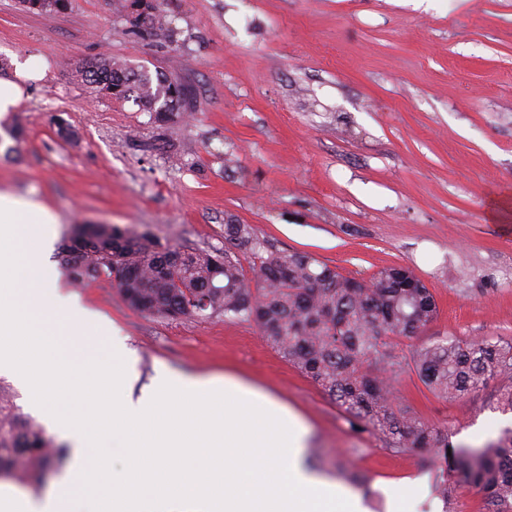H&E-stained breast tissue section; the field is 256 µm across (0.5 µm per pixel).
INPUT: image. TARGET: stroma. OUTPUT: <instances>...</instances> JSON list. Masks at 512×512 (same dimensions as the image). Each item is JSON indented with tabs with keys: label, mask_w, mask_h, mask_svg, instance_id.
<instances>
[{
	"label": "stroma",
	"mask_w": 512,
	"mask_h": 512,
	"mask_svg": "<svg viewBox=\"0 0 512 512\" xmlns=\"http://www.w3.org/2000/svg\"><path fill=\"white\" fill-rule=\"evenodd\" d=\"M122 4L73 0L48 17L0 0V74L29 56L50 64L0 118V192L55 215L51 247L89 222L220 249L236 219L346 276L412 268L438 316L397 351L512 341V0H157L172 44L128 34ZM105 55L188 84L185 120L92 93L81 72ZM61 119L77 139L58 136ZM59 286L99 314L102 349L117 336L132 350L137 387L232 372L288 404L311 428L317 471L369 483L368 512H390L394 483L423 479L421 453L352 432L253 324L148 316L108 280ZM502 386L445 400L404 375L394 389L398 408L478 448L512 427Z\"/></svg>",
	"instance_id": "stroma-1"
}]
</instances>
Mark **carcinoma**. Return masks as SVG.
Listing matches in <instances>:
<instances>
[{"mask_svg":"<svg viewBox=\"0 0 512 512\" xmlns=\"http://www.w3.org/2000/svg\"><path fill=\"white\" fill-rule=\"evenodd\" d=\"M19 0L32 13L55 16L72 0ZM139 5L148 23L131 33L174 41L155 0ZM83 80L95 94L133 101L167 123L191 105L189 88L172 75L151 77L124 62L96 61ZM91 244L62 243L58 257L74 282L110 280L124 300L153 317H212L249 322L288 363L309 376L347 416L350 428L379 436L396 454L431 455L435 495L443 501L464 485L480 497L483 512H512V429L484 446L456 448L448 429L397 410L390 384L405 373L431 394L457 399L494 378L509 381L499 407L512 411V342H438L397 352L394 338H411L436 319L432 291L406 266L382 268L368 279L345 276L300 251L280 252L251 224H224V249H185L147 231L119 224H92ZM249 262L244 269L243 261ZM67 448L25 416L0 390V474L13 479L44 477Z\"/></svg>","mask_w":512,"mask_h":512,"instance_id":"1","label":"carcinoma"}]
</instances>
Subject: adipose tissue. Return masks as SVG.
<instances>
[{
  "instance_id": "1",
  "label": "adipose tissue",
  "mask_w": 512,
  "mask_h": 512,
  "mask_svg": "<svg viewBox=\"0 0 512 512\" xmlns=\"http://www.w3.org/2000/svg\"><path fill=\"white\" fill-rule=\"evenodd\" d=\"M47 69L16 63L0 78V112ZM55 221L42 203L0 192V368L73 441L52 492L0 485V512H366L358 494L315 474L309 426L261 388L232 374L167 375L134 396L126 345L99 356L85 334L97 313L54 287L44 250ZM64 306L67 322L56 316ZM114 454L121 467L111 466Z\"/></svg>"
}]
</instances>
